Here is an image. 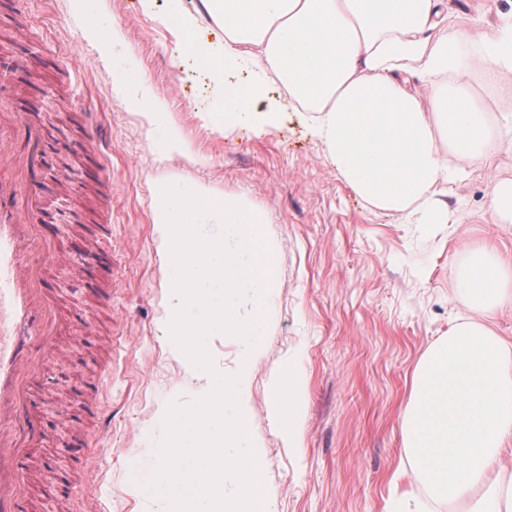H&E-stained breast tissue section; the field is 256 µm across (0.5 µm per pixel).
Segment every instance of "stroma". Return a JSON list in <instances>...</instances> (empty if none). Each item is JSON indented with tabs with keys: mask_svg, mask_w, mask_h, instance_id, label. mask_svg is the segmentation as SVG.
<instances>
[{
	"mask_svg": "<svg viewBox=\"0 0 512 512\" xmlns=\"http://www.w3.org/2000/svg\"><path fill=\"white\" fill-rule=\"evenodd\" d=\"M75 0H0V53L18 65L12 95L43 130L37 192L58 255L46 277L59 313L57 348L42 353L34 391L52 432L34 465L52 474L70 464L60 421L79 372L96 373L106 411L89 424L103 463L91 482L77 480L79 512H163L133 481L131 458L151 447L158 415L204 385L169 345L163 321L172 303L153 224L159 181L203 184L246 197L265 218L278 283L267 334L251 360V434L258 447L268 512H385L391 473L405 460L401 414L426 351L458 318L480 320L459 271L471 253H512V223L494 216L491 184L512 181V73L500 82L470 78L487 134L502 142L488 161L460 158L431 191L432 209L379 210L337 175L315 138L309 113L289 106L271 81L260 109L276 123L216 130L197 104L204 76L177 62L165 21L167 0L144 11L140 0H102L121 28L123 50L141 64L192 154H157L139 111L115 98L112 63L86 35ZM445 33L460 55L489 26L512 15V0H446ZM109 145L112 176V304L77 291L82 279L72 242L86 237L98 191L69 179L73 148L87 122ZM293 373L298 418L287 428L274 411L273 376Z\"/></svg>",
	"mask_w": 512,
	"mask_h": 512,
	"instance_id": "obj_1",
	"label": "stroma"
}]
</instances>
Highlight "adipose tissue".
I'll return each mask as SVG.
<instances>
[{"instance_id":"1","label":"adipose tissue","mask_w":512,"mask_h":512,"mask_svg":"<svg viewBox=\"0 0 512 512\" xmlns=\"http://www.w3.org/2000/svg\"><path fill=\"white\" fill-rule=\"evenodd\" d=\"M224 29L219 41L197 34L198 17L183 0H169L168 25L180 57L209 79L203 103L214 128L259 122L257 103L267 76L287 87L303 111L314 113L313 134L326 158L364 200L380 210L427 206L431 188L448 177L437 136L449 157L485 159L496 146L485 117L466 102L461 82L475 69L487 83L512 71V30L485 33L481 48L463 62L452 39L439 35L445 0H204ZM88 33L101 42L117 72L118 100L141 110L159 155L182 153L187 142L166 102L127 64L120 31L99 11L98 0H80ZM253 67L251 83L229 84L227 74ZM433 107L419 100L418 83ZM484 316L512 304V255L473 251L459 278ZM406 474L420 480L430 500L454 512H512V341L473 320H459L415 369L402 415Z\"/></svg>"}]
</instances>
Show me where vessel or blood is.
Masks as SVG:
<instances>
[{"mask_svg": "<svg viewBox=\"0 0 512 512\" xmlns=\"http://www.w3.org/2000/svg\"><path fill=\"white\" fill-rule=\"evenodd\" d=\"M14 81L11 62L0 56V158L13 157L18 137L40 140L42 132L31 112L6 101ZM107 157L92 151L79 153L75 170L79 179H92L111 193L106 174ZM45 221L39 196L26 177L14 184L0 183V512H27L29 488L35 480L31 451L48 424L36 412L33 386L40 375L38 347L53 349L56 300L48 288L42 259L53 254L54 243L39 227ZM85 269H99L89 288L103 304L112 302V224L99 218L92 241L79 248ZM103 414L98 381L79 385L76 399L63 413L71 422H96ZM94 438L76 434L68 446L75 469H86L93 455ZM74 471H60L46 487V496L69 501Z\"/></svg>", "mask_w": 512, "mask_h": 512, "instance_id": "1", "label": "vessel or blood"}]
</instances>
